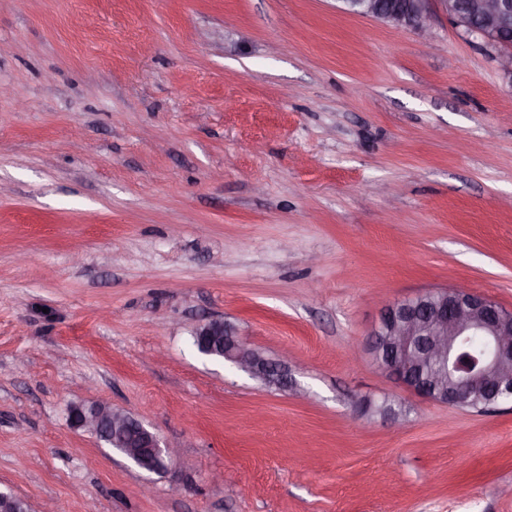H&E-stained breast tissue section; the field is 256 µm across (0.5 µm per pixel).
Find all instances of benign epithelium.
Instances as JSON below:
<instances>
[{"label":"benign epithelium","instance_id":"obj_1","mask_svg":"<svg viewBox=\"0 0 512 512\" xmlns=\"http://www.w3.org/2000/svg\"><path fill=\"white\" fill-rule=\"evenodd\" d=\"M345 11L398 28L423 29L432 0H341ZM469 36L499 53L501 69L512 76V0H437ZM488 342L481 364L459 349L466 336ZM198 351L233 364L266 383L297 390L288 360H271L245 344L236 327L211 319L194 331ZM368 353L408 391L436 403L465 408L482 393L512 397V311L465 286L420 292L387 305L370 333ZM69 422L100 440H112L134 464L164 473L176 458L174 447L130 413L106 404L74 405ZM0 512H30L27 501L0 490Z\"/></svg>","mask_w":512,"mask_h":512}]
</instances>
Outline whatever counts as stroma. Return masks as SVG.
Returning <instances> with one entry per match:
<instances>
[{
    "label": "stroma",
    "mask_w": 512,
    "mask_h": 512,
    "mask_svg": "<svg viewBox=\"0 0 512 512\" xmlns=\"http://www.w3.org/2000/svg\"><path fill=\"white\" fill-rule=\"evenodd\" d=\"M0 0V489L32 512H512V404L366 346L459 284L512 310V77L430 5ZM221 318L298 392L193 344ZM394 400L409 422L356 400ZM126 410L138 469L71 427ZM345 11L372 17L398 28L423 29L430 17L432 0H340ZM69 422L73 428L90 432L99 440L112 438V448H121L137 467L149 473L160 474L168 471L169 464L177 458L174 447L163 443L157 433L142 421L129 412L109 405L71 406ZM144 448L154 458L151 466L142 463Z\"/></svg>",
    "instance_id": "stroma-1"
}]
</instances>
